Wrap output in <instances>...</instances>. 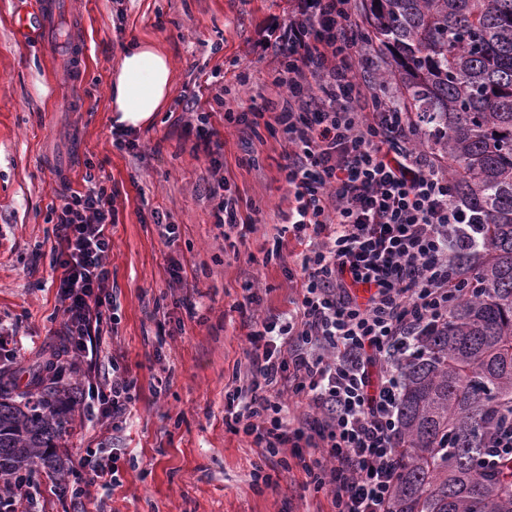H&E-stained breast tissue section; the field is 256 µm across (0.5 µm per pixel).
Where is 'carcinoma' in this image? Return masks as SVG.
<instances>
[{
    "label": "carcinoma",
    "mask_w": 512,
    "mask_h": 512,
    "mask_svg": "<svg viewBox=\"0 0 512 512\" xmlns=\"http://www.w3.org/2000/svg\"><path fill=\"white\" fill-rule=\"evenodd\" d=\"M359 33L384 59L375 81L411 113L420 147L444 163L479 221L451 253L470 290L421 337L400 374V476L392 512H512V460L477 465L512 412V0H358ZM51 353L0 368V489L44 472L62 481L58 441L77 401Z\"/></svg>",
    "instance_id": "1"
}]
</instances>
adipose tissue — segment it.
Returning <instances> with one entry per match:
<instances>
[{
  "label": "adipose tissue",
  "mask_w": 512,
  "mask_h": 512,
  "mask_svg": "<svg viewBox=\"0 0 512 512\" xmlns=\"http://www.w3.org/2000/svg\"><path fill=\"white\" fill-rule=\"evenodd\" d=\"M173 67L169 57L145 42L126 49L112 73L111 118L123 129L151 126L169 101Z\"/></svg>",
  "instance_id": "adipose-tissue-1"
}]
</instances>
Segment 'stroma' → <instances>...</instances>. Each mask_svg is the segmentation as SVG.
Returning a JSON list of instances; mask_svg holds the SVG:
<instances>
[{"mask_svg":"<svg viewBox=\"0 0 512 512\" xmlns=\"http://www.w3.org/2000/svg\"><path fill=\"white\" fill-rule=\"evenodd\" d=\"M85 62L69 82L51 45L21 38L12 18L31 0H0V366H25L61 333L52 282V209L59 177L86 190V175L116 195L108 289L117 297L115 331H103L93 364L65 369L84 386L111 362L136 382L120 432L79 404L58 452L70 461L90 448L116 449L120 482L86 501L84 512H329L324 494L302 490L299 467L275 486H251L260 449L224 426V386L245 365L234 309L247 288L262 313L287 309L296 281L267 252L288 195L278 130L224 122L234 111L277 99L279 67L269 42L284 28L292 0H72ZM152 41L170 58L169 105L137 132L136 153L115 147L111 73L123 51ZM197 94L224 143V176L247 237L225 235L212 215V178L185 134L183 96ZM176 225L165 245L158 223ZM183 282H173L169 259Z\"/></svg>","mask_w":512,"mask_h":512,"instance_id":"stroma-1","label":"stroma"}]
</instances>
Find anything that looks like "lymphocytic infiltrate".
Instances as JSON below:
<instances>
[{"label": "lymphocytic infiltrate", "instance_id": "f902f5d3", "mask_svg": "<svg viewBox=\"0 0 512 512\" xmlns=\"http://www.w3.org/2000/svg\"><path fill=\"white\" fill-rule=\"evenodd\" d=\"M351 15V0H294L275 37L279 101L224 113L247 129H281L288 189L281 230L302 247L293 259L301 274L293 309L259 316L254 291L234 306L246 330L247 365L224 391V425L277 466L296 459L303 489L324 494L332 512H391L400 475V365L418 352L428 327L447 321L460 294L449 254L466 250L470 238L443 165L419 147L407 113L358 77L361 45ZM185 108L192 116L185 129L214 176L208 193L216 224L254 232L225 193L208 113L194 97ZM57 197L53 280L68 351L94 360L113 305L105 288L114 196L100 181L84 191L64 181ZM134 387L116 364L84 396L117 430ZM288 393L301 399L299 413L289 411ZM76 475L68 497L79 508L94 488L117 483L119 468L90 449Z\"/></svg>", "mask_w": 512, "mask_h": 512}]
</instances>
